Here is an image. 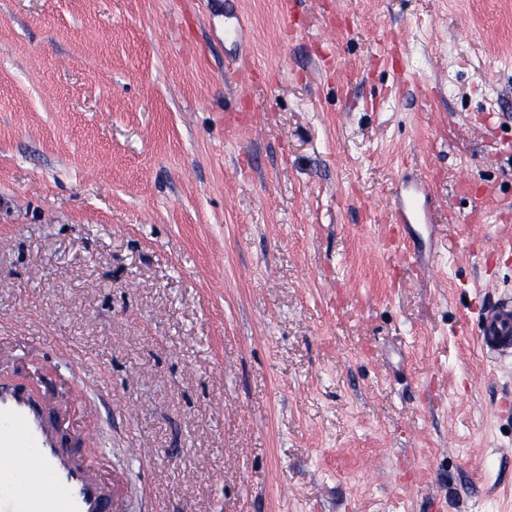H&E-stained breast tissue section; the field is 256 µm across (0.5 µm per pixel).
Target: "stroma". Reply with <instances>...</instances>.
Here are the masks:
<instances>
[{
  "label": "stroma",
  "instance_id": "stroma-1",
  "mask_svg": "<svg viewBox=\"0 0 512 512\" xmlns=\"http://www.w3.org/2000/svg\"><path fill=\"white\" fill-rule=\"evenodd\" d=\"M294 15L0 0V378L97 434L125 512H512V355L478 337L512 217L469 221L512 204V0ZM391 207L392 220L395 224H414L415 221L427 220L428 187L425 183H409L405 185ZM422 198L424 202H422Z\"/></svg>",
  "mask_w": 512,
  "mask_h": 512
}]
</instances>
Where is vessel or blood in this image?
<instances>
[{"label":"vessel or blood","instance_id":"obj_1","mask_svg":"<svg viewBox=\"0 0 512 512\" xmlns=\"http://www.w3.org/2000/svg\"><path fill=\"white\" fill-rule=\"evenodd\" d=\"M425 183H410L391 207L397 224L426 220ZM480 342L512 354V298L485 306ZM92 435L65 427L51 398L0 380V512H112V492L79 452Z\"/></svg>","mask_w":512,"mask_h":512}]
</instances>
